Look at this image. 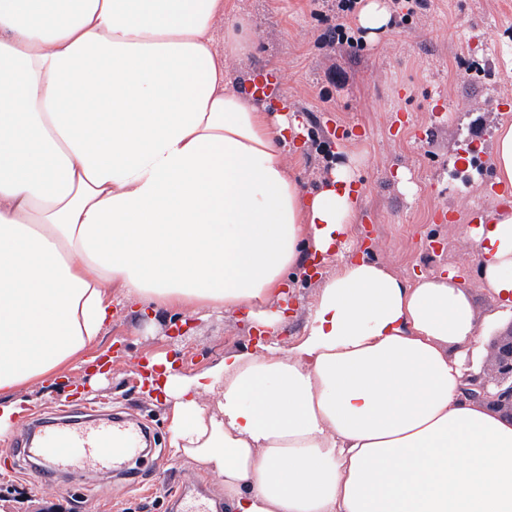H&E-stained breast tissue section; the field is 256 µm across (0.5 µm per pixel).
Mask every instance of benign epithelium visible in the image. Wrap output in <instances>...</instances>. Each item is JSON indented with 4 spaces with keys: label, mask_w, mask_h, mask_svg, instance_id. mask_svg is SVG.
I'll return each mask as SVG.
<instances>
[{
    "label": "benign epithelium",
    "mask_w": 512,
    "mask_h": 512,
    "mask_svg": "<svg viewBox=\"0 0 512 512\" xmlns=\"http://www.w3.org/2000/svg\"><path fill=\"white\" fill-rule=\"evenodd\" d=\"M466 393L512 419V324L497 332L482 374L469 379Z\"/></svg>",
    "instance_id": "obj_1"
}]
</instances>
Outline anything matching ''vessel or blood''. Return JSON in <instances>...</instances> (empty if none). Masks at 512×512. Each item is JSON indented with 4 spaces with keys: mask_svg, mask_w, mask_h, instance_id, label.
<instances>
[{
    "mask_svg": "<svg viewBox=\"0 0 512 512\" xmlns=\"http://www.w3.org/2000/svg\"><path fill=\"white\" fill-rule=\"evenodd\" d=\"M143 429L138 425L99 418L76 428H49L41 435L42 464L34 472L39 485L54 483L64 469L87 468L122 472L139 453Z\"/></svg>",
    "mask_w": 512,
    "mask_h": 512,
    "instance_id": "obj_1",
    "label": "vessel or blood"
}]
</instances>
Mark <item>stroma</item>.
Here are the masks:
<instances>
[{"label": "stroma", "mask_w": 512, "mask_h": 512, "mask_svg": "<svg viewBox=\"0 0 512 512\" xmlns=\"http://www.w3.org/2000/svg\"><path fill=\"white\" fill-rule=\"evenodd\" d=\"M253 26L246 60L228 59L224 71L243 83L247 71H275L283 99L300 123L286 161L302 187L314 188L330 160L354 155L361 164L363 206L355 236L370 233L369 258L407 276L440 267L465 271L479 313L491 301L477 279L459 234L473 210L491 203L483 188L458 197L448 164L489 153L492 130L512 121V0H430L427 10L392 17L390 31L361 47L330 49L319 41L326 23L312 16L314 0H232ZM479 62L481 75L461 74L458 60ZM406 170L415 189L395 180ZM317 277L292 281V308L270 336L287 347L306 332ZM112 323L93 357L106 356L103 373L75 362L54 381L25 390L29 419L75 420L88 413H121L155 433L154 453L167 461L142 486L113 474H65L53 487L36 486L26 457L0 455V512H40L60 503L74 512H208L224 504V486L200 465L173 455L168 445L171 410L146 391L149 357L163 355L183 374L203 371L225 351L259 339L245 314L225 312L202 320L190 311L144 318L139 307L114 296ZM180 487L172 495V487Z\"/></svg>", "instance_id": "obj_1"}]
</instances>
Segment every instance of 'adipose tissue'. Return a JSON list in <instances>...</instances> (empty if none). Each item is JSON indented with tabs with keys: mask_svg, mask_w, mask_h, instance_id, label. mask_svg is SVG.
<instances>
[{
	"mask_svg": "<svg viewBox=\"0 0 512 512\" xmlns=\"http://www.w3.org/2000/svg\"><path fill=\"white\" fill-rule=\"evenodd\" d=\"M250 47L227 0H0V435L28 411L19 389L104 335L113 289L270 330L312 254L336 272L289 349L150 374L170 448L221 479L225 512H512V420L465 393L512 319V208L461 227L483 318L454 271L354 255V168L300 187L296 121L224 78ZM487 161L512 191V122Z\"/></svg>",
	"mask_w": 512,
	"mask_h": 512,
	"instance_id": "adipose-tissue-1",
	"label": "adipose tissue"
}]
</instances>
